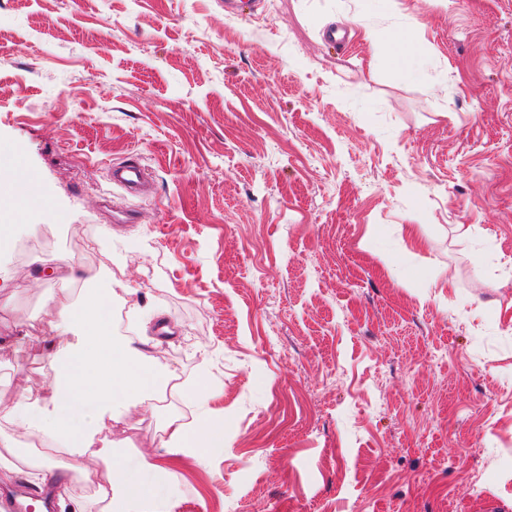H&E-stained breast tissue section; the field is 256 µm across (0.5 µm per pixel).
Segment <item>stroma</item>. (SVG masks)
Segmentation results:
<instances>
[{
  "mask_svg": "<svg viewBox=\"0 0 512 512\" xmlns=\"http://www.w3.org/2000/svg\"><path fill=\"white\" fill-rule=\"evenodd\" d=\"M133 153L151 197L108 179ZM17 162L47 204L0 246V404L50 386L73 263L182 383L103 430L174 512H512V0H0ZM201 376L224 453L171 457ZM364 38L372 45L384 42L392 51V60L408 76H413L411 59L418 51L417 38L411 29L388 30L385 32L365 27Z\"/></svg>",
  "mask_w": 512,
  "mask_h": 512,
  "instance_id": "35a3bbf8",
  "label": "stroma"
}]
</instances>
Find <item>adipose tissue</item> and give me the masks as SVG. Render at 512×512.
Wrapping results in <instances>:
<instances>
[{"mask_svg": "<svg viewBox=\"0 0 512 512\" xmlns=\"http://www.w3.org/2000/svg\"><path fill=\"white\" fill-rule=\"evenodd\" d=\"M364 38L389 46L394 64L410 71L418 50L413 30L382 32L368 27ZM116 288L112 279L93 275L78 300L60 302L59 329L66 341L53 354L50 389L8 408L4 416L64 449L84 481L96 482L100 470H107V482L98 488L99 500L120 503L125 512L141 507L171 512L170 494L147 491L130 476L111 442L100 437L101 424L115 415L150 409L172 377L167 365L143 356L132 338L114 334L111 306ZM165 432L161 445L172 455L206 459L224 451V422L205 412L190 423L169 420Z\"/></svg>", "mask_w": 512, "mask_h": 512, "instance_id": "obj_1", "label": "adipose tissue"}]
</instances>
